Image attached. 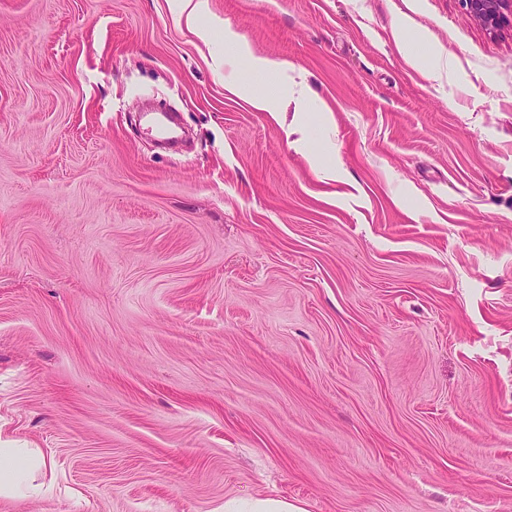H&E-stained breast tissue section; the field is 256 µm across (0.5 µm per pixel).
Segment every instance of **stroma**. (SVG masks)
I'll use <instances>...</instances> for the list:
<instances>
[{
	"instance_id": "35a3bbf8",
	"label": "stroma",
	"mask_w": 512,
	"mask_h": 512,
	"mask_svg": "<svg viewBox=\"0 0 512 512\" xmlns=\"http://www.w3.org/2000/svg\"><path fill=\"white\" fill-rule=\"evenodd\" d=\"M208 2L0 0V448L52 484L0 512H512V26ZM225 40L236 46L237 54L248 59V65L251 72L269 79L273 84L285 70V65L281 62L264 57L253 56L248 49L239 43L235 35L231 32H225ZM224 512H305V510L286 500L257 497L242 502H225Z\"/></svg>"
}]
</instances>
